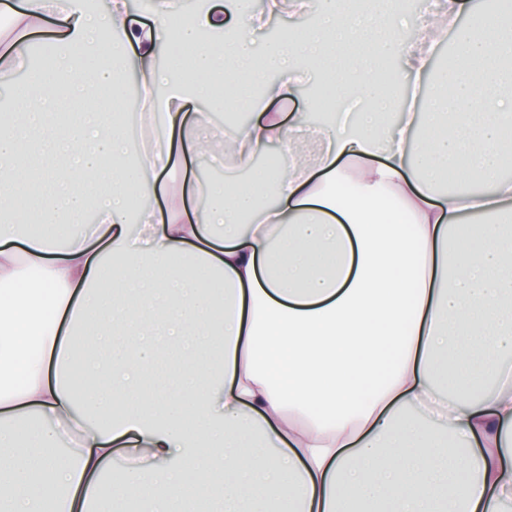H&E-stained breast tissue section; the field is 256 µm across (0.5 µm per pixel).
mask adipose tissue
I'll return each mask as SVG.
<instances>
[{"label": "adipose tissue", "instance_id": "adipose-tissue-1", "mask_svg": "<svg viewBox=\"0 0 512 512\" xmlns=\"http://www.w3.org/2000/svg\"><path fill=\"white\" fill-rule=\"evenodd\" d=\"M286 3L315 23L257 45ZM141 6L0 7V73L31 40L55 59L0 113V512H113L131 489L180 512L216 476L252 512H512V0H433L413 41L406 0H229L179 30L177 0ZM389 61L428 92L380 139ZM307 69L356 111L310 155L302 113L276 110ZM231 105L249 120L211 127ZM26 142L63 166L13 165ZM226 157L252 189L197 176ZM35 178L52 191L5 206Z\"/></svg>", "mask_w": 512, "mask_h": 512}]
</instances>
